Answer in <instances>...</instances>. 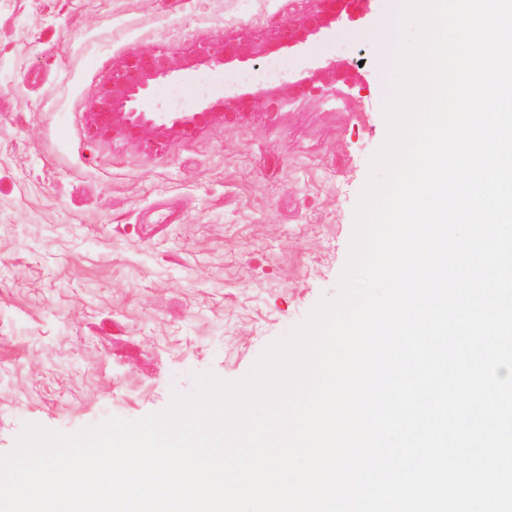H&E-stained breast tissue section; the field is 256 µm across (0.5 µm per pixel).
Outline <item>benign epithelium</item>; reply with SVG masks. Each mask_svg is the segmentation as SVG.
<instances>
[{
	"instance_id": "obj_1",
	"label": "benign epithelium",
	"mask_w": 512,
	"mask_h": 512,
	"mask_svg": "<svg viewBox=\"0 0 512 512\" xmlns=\"http://www.w3.org/2000/svg\"><path fill=\"white\" fill-rule=\"evenodd\" d=\"M313 10L278 28L266 40L222 39L201 44L183 54L164 51L128 52L97 92L96 110L90 113V134L97 138H118L158 151L175 139L193 136L213 121L235 119L262 103L275 110L288 99L329 97L336 94V68L314 67L307 76L282 84V88L241 92L222 101L205 102L196 112H164L144 106L149 88L162 80L184 76L202 65H226L248 61L259 65L265 56L281 49H296L309 37L329 30L365 11L369 0H314Z\"/></svg>"
}]
</instances>
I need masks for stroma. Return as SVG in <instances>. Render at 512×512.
Here are the masks:
<instances>
[{
  "mask_svg": "<svg viewBox=\"0 0 512 512\" xmlns=\"http://www.w3.org/2000/svg\"><path fill=\"white\" fill-rule=\"evenodd\" d=\"M312 0H0V454L24 424L71 433L165 409L193 376H245L336 291L390 69L319 34L286 76L335 65L356 96L259 106L150 153L94 138L98 88L130 50L266 37ZM247 64L158 83L197 111Z\"/></svg>",
  "mask_w": 512,
  "mask_h": 512,
  "instance_id": "1",
  "label": "stroma"
}]
</instances>
